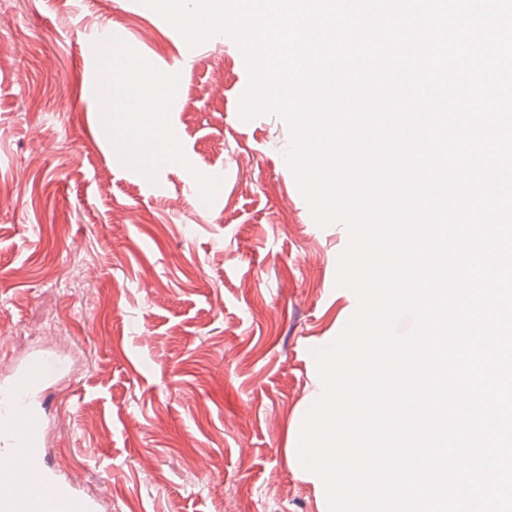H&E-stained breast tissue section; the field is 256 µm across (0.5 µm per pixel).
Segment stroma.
Instances as JSON below:
<instances>
[{"label":"stroma","instance_id":"obj_1","mask_svg":"<svg viewBox=\"0 0 512 512\" xmlns=\"http://www.w3.org/2000/svg\"><path fill=\"white\" fill-rule=\"evenodd\" d=\"M145 68L118 98L174 88L158 186L100 135L99 49ZM231 36L191 51L141 0L0 9V367L39 348L75 366L51 392L52 463L102 512H328L295 458L315 350L358 306L337 224L312 223L286 121H243Z\"/></svg>","mask_w":512,"mask_h":512}]
</instances>
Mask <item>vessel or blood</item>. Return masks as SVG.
Here are the masks:
<instances>
[{"mask_svg":"<svg viewBox=\"0 0 512 512\" xmlns=\"http://www.w3.org/2000/svg\"><path fill=\"white\" fill-rule=\"evenodd\" d=\"M59 360L35 355L0 380V512H99V497L48 461L47 385Z\"/></svg>","mask_w":512,"mask_h":512,"instance_id":"obj_1","label":"vessel or blood"}]
</instances>
